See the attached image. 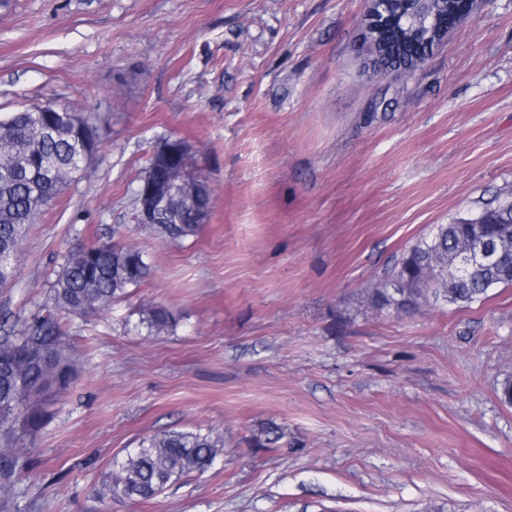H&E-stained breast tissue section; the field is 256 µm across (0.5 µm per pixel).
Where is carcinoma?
I'll return each instance as SVG.
<instances>
[{
    "label": "carcinoma",
    "mask_w": 512,
    "mask_h": 512,
    "mask_svg": "<svg viewBox=\"0 0 512 512\" xmlns=\"http://www.w3.org/2000/svg\"><path fill=\"white\" fill-rule=\"evenodd\" d=\"M55 131L45 127L42 106L33 105L0 115V287L16 277L15 257L43 210L57 199L65 184L59 172H85L99 148L97 127L90 118L66 110L55 113ZM204 218L187 212L179 224L162 220L152 228L176 241L194 235ZM461 221L440 225L437 249L452 256L469 233ZM419 242L403 254L392 271L402 277L417 262ZM151 274V266L136 248L110 242L82 246L65 257L51 282L50 298L26 319L20 333L0 336V512H8L16 497L15 476L25 467L16 452L22 436L37 429L42 411L36 398L57 386L65 389L74 375L67 353V330L62 316L87 317L126 298ZM490 272L482 266L451 283L455 302L476 301L486 293ZM149 328L163 332L174 318L162 307L149 310ZM28 350L45 352L56 371L22 366ZM220 440L194 431H167L139 440L127 459L116 464L98 495L147 501L164 488L204 468L217 455Z\"/></svg>",
    "instance_id": "carcinoma-1"
}]
</instances>
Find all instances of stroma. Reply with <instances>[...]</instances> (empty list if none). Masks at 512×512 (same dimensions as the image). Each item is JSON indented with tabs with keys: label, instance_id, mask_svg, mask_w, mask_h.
Listing matches in <instances>:
<instances>
[{
	"label": "stroma",
	"instance_id": "1",
	"mask_svg": "<svg viewBox=\"0 0 512 512\" xmlns=\"http://www.w3.org/2000/svg\"><path fill=\"white\" fill-rule=\"evenodd\" d=\"M370 0H0V115L60 100L100 135L0 290V336L70 250L151 276L67 318L77 377L21 441L12 512H512V286L399 313L370 288L434 225L512 194V0L409 72L367 70ZM208 178L196 235L135 221L164 139ZM175 318L155 333L145 318ZM212 433L211 466L102 499L142 437Z\"/></svg>",
	"mask_w": 512,
	"mask_h": 512
}]
</instances>
